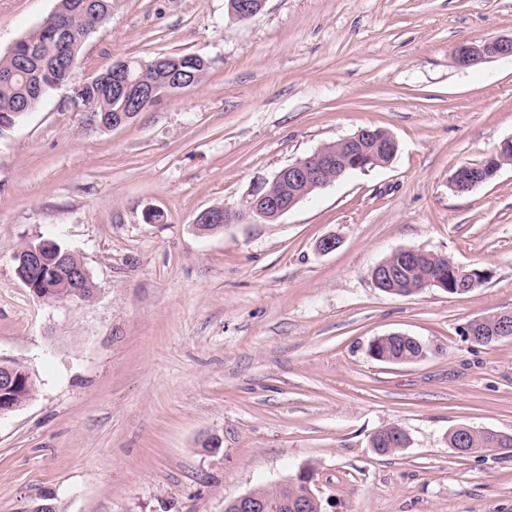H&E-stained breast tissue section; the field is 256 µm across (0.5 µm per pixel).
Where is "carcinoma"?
I'll return each instance as SVG.
<instances>
[{"mask_svg":"<svg viewBox=\"0 0 512 512\" xmlns=\"http://www.w3.org/2000/svg\"><path fill=\"white\" fill-rule=\"evenodd\" d=\"M116 0H59L55 15L69 20L72 30L77 37L69 43L67 54L80 59V51L85 39L83 33L93 29L112 16ZM171 58L179 62L182 78L189 86L200 84L206 77L210 68L209 61L199 55L190 53H177ZM19 70V74L9 83L0 81V123H4L11 113L19 110L24 104L36 99L44 98L50 91L67 84L72 71L57 64L53 60V44L48 28L40 24L32 31L21 37L16 46L0 55V73ZM73 107L78 112L93 111L105 127L125 116L134 117L130 113L131 102L115 95L100 77H95L74 90L71 97ZM323 148L333 154H342L344 163L330 171L331 178L355 170L354 161L349 159L348 146L338 139L323 145ZM512 165V152L503 151L494 154L488 166L479 171L485 181L492 180L505 166ZM265 190L291 200L295 197H309L317 188L304 182L291 183L287 180L266 183ZM47 265L50 266L47 277L34 284V292L42 300L50 303L63 300L89 299L93 290H86L75 294L72 289L65 286L64 281L68 268L80 264V261L65 247L58 246V250L46 254ZM382 263L389 269V277L382 278L381 270L372 271V279L381 288H404L417 293L428 287L430 279L439 273L448 276V283L457 286L453 277L458 263L445 254L423 251L413 262L402 265L396 252H391ZM368 352L381 357L394 358L404 363H415L427 358L431 352L429 345L420 339H394L383 338L375 340V345L368 346ZM0 368L7 369L15 375V387L12 391L11 402L20 406L28 401L35 392V384L27 369L16 362L4 363L0 361ZM461 448H512V434H491L483 430H472L460 438V434L448 436V447Z\"/></svg>","mask_w":512,"mask_h":512,"instance_id":"obj_1","label":"carcinoma"}]
</instances>
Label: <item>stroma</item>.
<instances>
[{
	"label": "stroma",
	"instance_id": "stroma-1",
	"mask_svg": "<svg viewBox=\"0 0 512 512\" xmlns=\"http://www.w3.org/2000/svg\"><path fill=\"white\" fill-rule=\"evenodd\" d=\"M57 5L0 0V53ZM501 36L512 0H266L247 22L227 0H120L73 83L124 58L211 66L117 128L87 130L64 86L0 137V360L35 381L0 416V512L43 496L61 512H224L305 469L322 512H512V448L448 446L459 425L512 434V339L463 334L512 310V166L449 186L512 137V59H453ZM366 127L397 140L388 165L272 223L196 228ZM328 235L337 248L318 254ZM40 238L84 264L90 300L21 283L13 256ZM412 247L487 278L464 295L377 288L372 268ZM394 332L431 353L371 358ZM388 425L409 443L381 455L370 440ZM167 56L179 62L181 77L186 79L189 88L200 84L210 68L209 61L196 54L177 53Z\"/></svg>",
	"mask_w": 512,
	"mask_h": 512
}]
</instances>
